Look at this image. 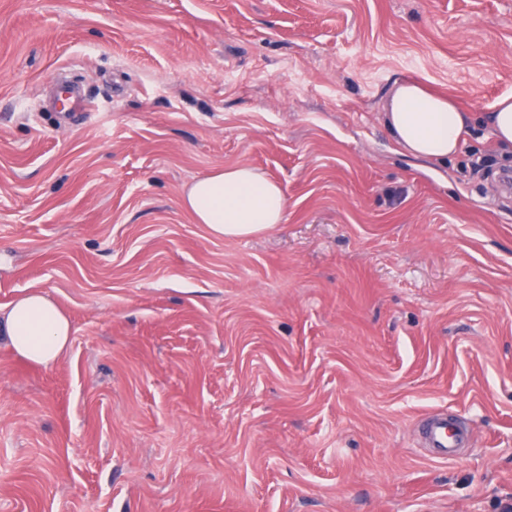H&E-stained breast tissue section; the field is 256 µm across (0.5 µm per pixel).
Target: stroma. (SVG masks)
I'll return each instance as SVG.
<instances>
[{
  "label": "stroma",
  "mask_w": 512,
  "mask_h": 512,
  "mask_svg": "<svg viewBox=\"0 0 512 512\" xmlns=\"http://www.w3.org/2000/svg\"><path fill=\"white\" fill-rule=\"evenodd\" d=\"M62 74L89 120L46 110ZM402 80L470 113L448 162L397 148ZM506 95L512 0H0V306L73 328L49 366L0 340V512L512 503V194L465 168L504 165ZM235 164L283 224L182 207ZM490 136L495 145L512 151V96L500 98L489 121ZM181 205L215 237H250L283 224L288 201L278 183L251 166L234 165L194 180ZM424 443L426 449L434 452V457L453 459L458 455L459 448L468 442L464 429L448 419L433 416L424 425Z\"/></svg>",
  "instance_id": "1"
}]
</instances>
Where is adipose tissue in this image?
Listing matches in <instances>:
<instances>
[{
    "label": "adipose tissue",
    "instance_id": "ef3b65f1",
    "mask_svg": "<svg viewBox=\"0 0 512 512\" xmlns=\"http://www.w3.org/2000/svg\"><path fill=\"white\" fill-rule=\"evenodd\" d=\"M383 119L401 148L439 163L458 151L469 124L451 98L410 80L396 83ZM181 205L213 236L250 237L283 223L288 201L278 183L251 166L234 165L194 180ZM72 333L60 307L39 292L25 293L0 311V337L17 356L37 365L56 363Z\"/></svg>",
    "mask_w": 512,
    "mask_h": 512
}]
</instances>
